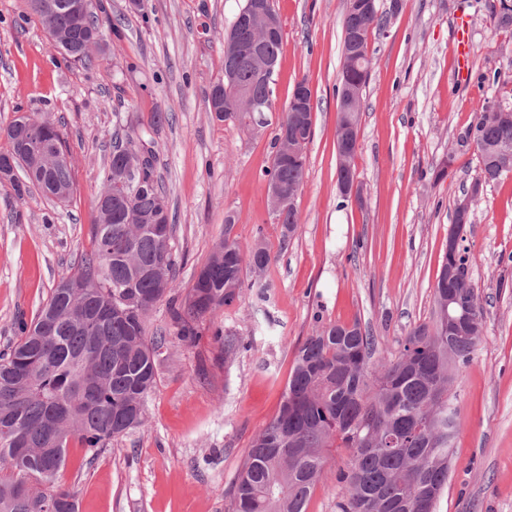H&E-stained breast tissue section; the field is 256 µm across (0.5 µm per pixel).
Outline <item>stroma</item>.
<instances>
[{
    "instance_id": "obj_1",
    "label": "stroma",
    "mask_w": 512,
    "mask_h": 512,
    "mask_svg": "<svg viewBox=\"0 0 512 512\" xmlns=\"http://www.w3.org/2000/svg\"><path fill=\"white\" fill-rule=\"evenodd\" d=\"M496 3L400 0L393 13L391 0H378L390 16L368 40L355 201L336 183L345 0H274L283 34L276 109L248 127L208 106L224 77V33L245 0H146L140 10L99 0L109 48L91 67L51 50L27 0H0V131L23 114L49 116L74 183L60 204L35 189L16 199L0 182V352L89 251L116 135L154 142L174 218V299L147 321L148 336L166 342L145 424L100 450L68 449L61 484L79 512H228L251 440L277 414L295 350L318 322L360 323L380 362L432 319L455 204L479 175L474 114L486 99L512 110V30L490 26ZM460 16L469 24L465 81L454 75ZM301 81L313 138L290 235L270 211L265 171ZM229 214L237 242L263 239L270 263L244 273L240 299L200 319L194 341L179 340L170 305L184 303ZM464 244L483 334L455 374L459 426L438 512H512V174L484 186ZM348 461L345 451L330 459L333 476L306 512H338L347 489L335 474Z\"/></svg>"
}]
</instances>
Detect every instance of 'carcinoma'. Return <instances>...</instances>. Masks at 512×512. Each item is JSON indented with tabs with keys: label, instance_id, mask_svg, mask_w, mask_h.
<instances>
[{
	"label": "carcinoma",
	"instance_id": "carcinoma-1",
	"mask_svg": "<svg viewBox=\"0 0 512 512\" xmlns=\"http://www.w3.org/2000/svg\"><path fill=\"white\" fill-rule=\"evenodd\" d=\"M494 9L498 29H512V6ZM49 31L66 34L79 48L99 28L95 15L75 16L59 10L39 17ZM388 16L350 12L344 31L362 33L363 63L342 67L340 84L364 89L371 59L369 33ZM282 28L264 44L276 63ZM276 79L243 64L212 90L234 101L244 95L261 104L275 101ZM472 129L480 174L471 183L476 205L479 187L499 179V163L512 155V111L490 116L488 102L475 113ZM38 135L64 147L59 129L40 119ZM30 137L16 122L7 126L9 149L0 153L18 199L36 186L33 175L43 160L20 150ZM272 167L288 193L289 204L278 215L295 231V200L303 186L306 156L299 158L275 142ZM137 151L145 158L143 189H131L106 175L98 197L112 207H97L92 249L70 277L87 287L77 292L53 288L30 322H20L21 338L0 354V512H76L75 500L58 477L71 442L102 448L116 436L145 423V401L156 385L157 348L165 337L148 340L145 322L156 303L174 290L175 261L170 246L173 219L159 217L165 200L155 177L158 154L144 143L116 144L108 161ZM48 179L59 202L73 193L71 168L55 162ZM167 227V235L153 226ZM270 262L258 239L244 248L237 241L219 242L198 272L185 304L173 309L181 340L197 336L195 322L239 299L244 270L261 273ZM455 301L448 304V295ZM436 319L413 327L397 357L374 366V339L359 323L351 327L317 326L297 349L276 417L254 435L230 490V512H306L314 488L328 478L327 456L333 448L350 450L347 470L336 474L348 497L340 512H437L448 486L452 438L457 429L450 369L465 365L482 336L483 310L472 282H450L438 276L433 287Z\"/></svg>",
	"mask_w": 512,
	"mask_h": 512
}]
</instances>
